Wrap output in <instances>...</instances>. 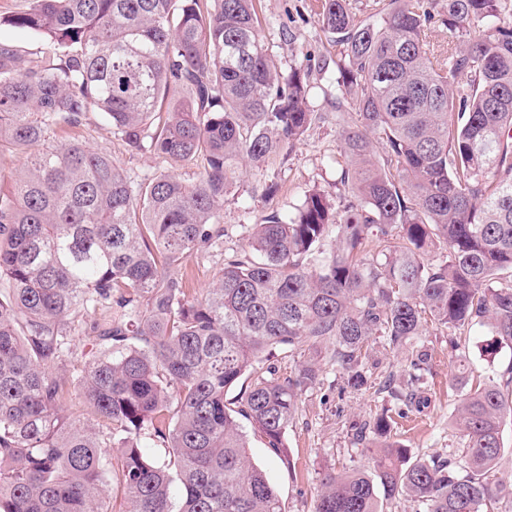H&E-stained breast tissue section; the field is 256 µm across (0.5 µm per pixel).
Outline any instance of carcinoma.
<instances>
[{"instance_id": "cac0c4a2", "label": "carcinoma", "mask_w": 512, "mask_h": 512, "mask_svg": "<svg viewBox=\"0 0 512 512\" xmlns=\"http://www.w3.org/2000/svg\"><path fill=\"white\" fill-rule=\"evenodd\" d=\"M507 2L448 0L442 53L428 35L434 0H377L373 20L318 0L323 33L342 47L336 105L356 108L351 124L336 113L341 193L312 191L295 213L265 216L251 253L225 258L192 299L180 267L223 236L239 163L264 167L318 119L309 71L271 62L261 0H32L0 18L46 42L36 53L0 42V154H28L0 194V512H108L114 481L126 512H283L242 422L286 455L322 363L358 391L374 337L412 347L407 387L392 374L384 385L410 407L428 323L479 326L512 349ZM89 113L131 155L204 169L190 182L133 178L107 153L55 141ZM88 308L103 318L96 350L81 354L75 323ZM306 343L327 344L324 361L296 358ZM277 353L294 359L287 376L270 370L225 400ZM459 381L463 447L412 461L390 417H371L355 439L370 432L380 448L367 466L324 472L314 512H384L401 496L415 512H485L512 498V484L491 481L512 368L501 383ZM73 390L88 416L66 406ZM147 438L168 448L163 462Z\"/></svg>"}]
</instances>
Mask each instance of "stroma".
Instances as JSON below:
<instances>
[{"label": "stroma", "mask_w": 512, "mask_h": 512, "mask_svg": "<svg viewBox=\"0 0 512 512\" xmlns=\"http://www.w3.org/2000/svg\"><path fill=\"white\" fill-rule=\"evenodd\" d=\"M261 6L265 42L275 64L283 71L295 66L309 70V103L322 118L311 125L287 157H276L258 171L243 167L220 210L224 227L220 243L194 253L182 266L195 295L220 278L227 255L247 250L252 226L261 223L271 209L291 214L310 191L331 198L339 192L336 114L354 111L352 104L336 102L339 51L327 43L321 31L317 0H262ZM57 138L106 152L133 175L168 169L193 180L203 169L199 159L174 162L148 152L129 155L95 113L89 114L82 126L59 131ZM272 181L278 182L279 192L270 200L265 196V186ZM423 341L429 354L424 408L406 410L390 393L378 390L379 381L391 373L399 382H406L411 358L408 351L388 352L378 345L372 352L370 388L343 390L339 373L328 366L322 385L303 394L298 415L286 435L287 460L272 453L262 437L250 435V461L266 472L285 512H313L316 488L325 470L366 465L376 442H354L353 428L375 414L385 412L393 417L394 438L412 457H443L449 449L461 446V433L455 423L461 391L454 381L457 365L451 359L448 332L427 325ZM460 349L467 358V375L474 380L499 377L512 366V350L497 348L493 337L480 328L462 334Z\"/></svg>", "instance_id": "35a3bbf8"}]
</instances>
